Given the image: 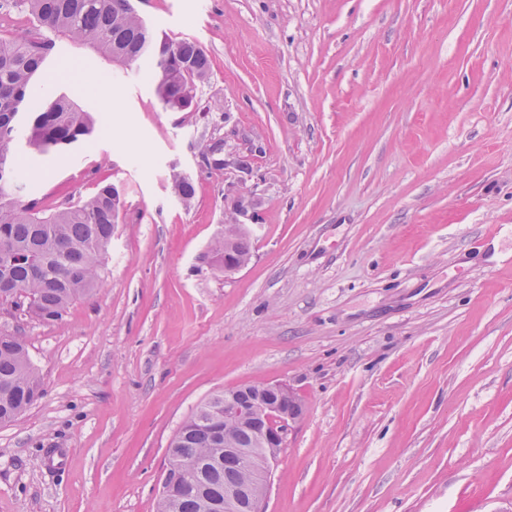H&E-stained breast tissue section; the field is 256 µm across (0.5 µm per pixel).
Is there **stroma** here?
Listing matches in <instances>:
<instances>
[{
	"label": "stroma",
	"instance_id": "1",
	"mask_svg": "<svg viewBox=\"0 0 512 512\" xmlns=\"http://www.w3.org/2000/svg\"><path fill=\"white\" fill-rule=\"evenodd\" d=\"M136 6L206 52L202 109L58 38L44 92L99 128L17 163L45 212L103 181L127 218L92 297L0 316L43 381L0 424V512H156L183 421L266 382L304 403L266 512H512V0ZM242 188L252 259L226 278L211 244Z\"/></svg>",
	"mask_w": 512,
	"mask_h": 512
}]
</instances>
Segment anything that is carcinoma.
I'll use <instances>...</instances> for the list:
<instances>
[{
	"label": "carcinoma",
	"instance_id": "cac0c4a2",
	"mask_svg": "<svg viewBox=\"0 0 512 512\" xmlns=\"http://www.w3.org/2000/svg\"><path fill=\"white\" fill-rule=\"evenodd\" d=\"M33 16L39 31L28 40L0 36V306L14 304L42 322L63 318L76 299L99 287V269L119 221L117 190L99 184L90 196L45 214L38 201L22 199L15 182L13 130L25 119L31 149L46 153L87 141L95 132L93 113L60 95L44 101L33 92L35 78L54 52L61 34L93 47L129 66L151 58L162 76L156 94L167 109H182L190 84L208 78L210 64L198 43L162 39L158 49L144 47L155 40L134 10L131 0H14ZM185 205L195 197L192 181L171 175ZM42 393L20 332L0 330V423L17 419ZM224 405L217 393L182 423L170 443L188 460L224 454L213 436V409ZM224 494V472L203 468L196 484L158 498L156 512H209V500Z\"/></svg>",
	"mask_w": 512,
	"mask_h": 512
}]
</instances>
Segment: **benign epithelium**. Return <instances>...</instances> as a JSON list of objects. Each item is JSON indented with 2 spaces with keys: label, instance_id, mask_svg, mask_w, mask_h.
Masks as SVG:
<instances>
[{
  "label": "benign epithelium",
  "instance_id": "obj_1",
  "mask_svg": "<svg viewBox=\"0 0 512 512\" xmlns=\"http://www.w3.org/2000/svg\"><path fill=\"white\" fill-rule=\"evenodd\" d=\"M252 203L245 191L237 192L232 207L233 220L224 224V259H215L212 269L228 277L251 260L234 251L236 240L245 234L247 225L241 218L249 216ZM288 397V408L280 406L281 399ZM302 402L282 383H266L257 389H245L238 393L225 391L224 413L217 415L215 426L248 428L263 420V428L257 431L258 447L224 448V458L234 462L235 468L247 475L242 481L236 475L224 477V512H265L273 465L277 456L287 446L293 425L303 415Z\"/></svg>",
  "mask_w": 512,
  "mask_h": 512
}]
</instances>
